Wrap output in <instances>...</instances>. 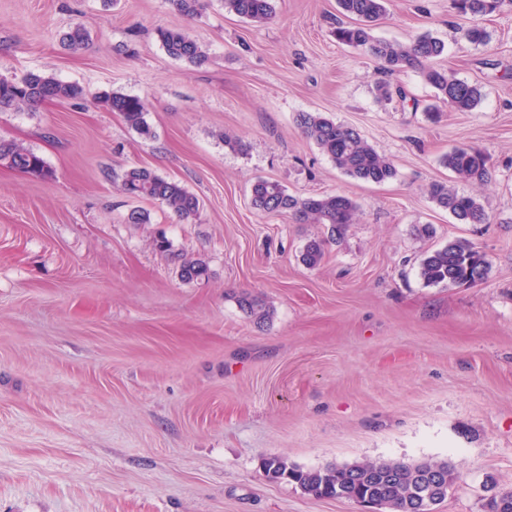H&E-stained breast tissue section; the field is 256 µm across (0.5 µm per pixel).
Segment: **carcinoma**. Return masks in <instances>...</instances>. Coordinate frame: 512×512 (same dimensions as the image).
Segmentation results:
<instances>
[{
    "label": "carcinoma",
    "mask_w": 512,
    "mask_h": 512,
    "mask_svg": "<svg viewBox=\"0 0 512 512\" xmlns=\"http://www.w3.org/2000/svg\"><path fill=\"white\" fill-rule=\"evenodd\" d=\"M275 0H224L231 13L263 26L275 13ZM172 9L187 17L201 14L202 0H169ZM455 8L471 18L489 16L512 0H454ZM342 14L352 23L336 28V40L363 51L380 65L386 74L404 70L419 72L435 92L437 101L456 112L474 109L482 99L481 88L456 78L444 68L431 65L443 55L445 44L430 35L409 43L379 39L373 31L386 15L385 0H337ZM166 53L192 66L207 60L203 44L189 31L166 28L158 32ZM72 49H82L89 41L88 31L72 26L63 37ZM83 88L63 82L45 72H28L20 78H0V110L30 109L44 101L75 100L83 97ZM101 105L118 113L132 128L144 136L151 135L145 121L149 102L137 95L106 93ZM297 123L344 174L365 182L383 183L396 175L391 160L377 152L352 126L339 123L320 112H301ZM440 163L459 181L482 184L489 171L479 149L462 145L443 155ZM0 164L34 176L48 175L43 158L14 140L0 138ZM122 189L132 198L146 199L166 208L181 221L198 215L200 202L179 182L161 177L145 167H131L122 176ZM429 198L462 224H485L488 214L480 199L459 192L446 182H433L427 188ZM251 205L264 213L285 216L296 224H321L327 236L313 238L304 247L302 262L318 266L329 243L344 239L351 225L358 221V205L344 194L295 197L271 179L257 178L250 187ZM490 268L486 254L465 239L448 241L445 246L426 253L420 260L419 277L427 285H458L483 280ZM184 281L205 275L206 265L198 259H184L179 264ZM242 312L261 326L271 317L263 299L243 292L237 296ZM264 472L271 482H291L319 499L357 501L369 498L389 512H431V506L444 500L455 482L453 469L446 462H355L325 469L304 470L288 464L281 457L264 462ZM486 512H512V491L492 494L485 503Z\"/></svg>",
    "instance_id": "carcinoma-1"
}]
</instances>
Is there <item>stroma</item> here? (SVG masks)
I'll use <instances>...</instances> for the list:
<instances>
[{
  "mask_svg": "<svg viewBox=\"0 0 512 512\" xmlns=\"http://www.w3.org/2000/svg\"><path fill=\"white\" fill-rule=\"evenodd\" d=\"M386 6L375 35L443 41L438 66L483 88L475 110L429 122L420 73L386 75L336 41V0H275L261 28L223 0L194 19L167 0H0V76L43 71L85 91L0 111V138L49 169L0 165V512H368L270 482L275 456L448 462L457 480L433 512H483L490 489L512 490V8L480 19L489 39L474 45L453 0ZM78 22L91 42L73 52L60 37ZM162 28L189 29L206 63L171 58ZM383 82L404 96L381 97ZM112 92L148 99L151 136L99 105ZM301 112L356 128L395 177L344 175ZM461 145L488 156L490 181L461 187L484 224L426 192L453 182L439 159ZM134 166L180 182L198 216L124 194ZM258 177L346 194L359 220L307 267L324 226L254 209ZM134 208L150 223H127ZM453 239L487 255V278L424 284V252ZM182 256L206 275L182 280ZM244 290L270 305L264 325L240 310Z\"/></svg>",
  "mask_w": 512,
  "mask_h": 512,
  "instance_id": "obj_1",
  "label": "stroma"
}]
</instances>
